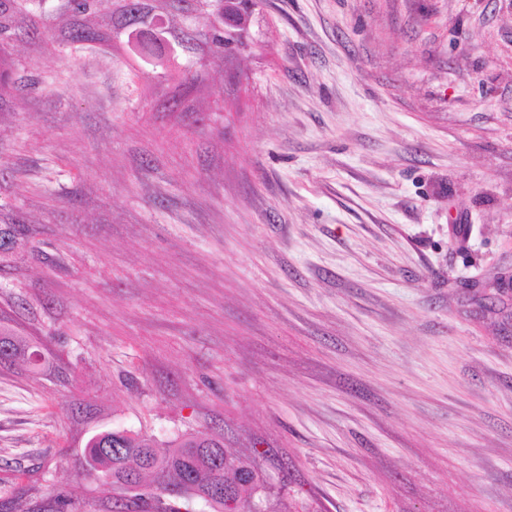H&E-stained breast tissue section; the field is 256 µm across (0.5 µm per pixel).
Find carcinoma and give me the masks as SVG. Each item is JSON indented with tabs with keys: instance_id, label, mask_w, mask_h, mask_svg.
I'll return each instance as SVG.
<instances>
[{
	"instance_id": "carcinoma-1",
	"label": "carcinoma",
	"mask_w": 512,
	"mask_h": 512,
	"mask_svg": "<svg viewBox=\"0 0 512 512\" xmlns=\"http://www.w3.org/2000/svg\"><path fill=\"white\" fill-rule=\"evenodd\" d=\"M265 0H245L239 29L250 26L263 9ZM160 11L178 20L168 24L164 36L177 48V55L164 76L189 81L201 61L224 60L229 44L249 47L242 38L224 31L217 0H117L101 9L100 0H0V107L18 101L14 74L18 60L15 43L34 39L45 44L62 39L70 44H102L121 37L139 21ZM28 244L24 226L8 204L0 203V265ZM0 345L9 348L4 362L22 360L29 370H41L43 353L15 331L0 326ZM86 477L121 492L128 477L140 486L120 512H181L198 499L211 512H225L224 499L211 496L219 484L230 492L235 507L230 512H256L257 501L268 496L263 470L257 457L227 448L221 439L202 432L184 433L160 451L155 439L139 432L113 430L92 436L87 444ZM43 512H84L72 486L51 492Z\"/></svg>"
}]
</instances>
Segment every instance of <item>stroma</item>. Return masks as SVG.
<instances>
[{
	"label": "stroma",
	"instance_id": "stroma-1",
	"mask_svg": "<svg viewBox=\"0 0 512 512\" xmlns=\"http://www.w3.org/2000/svg\"><path fill=\"white\" fill-rule=\"evenodd\" d=\"M235 74L22 47L0 199L11 512L112 430L256 448L294 512H512V0H266ZM7 238L10 247L3 248V241ZM28 244L23 224L14 217L8 203L2 204L0 200V265L9 264L13 254ZM0 345L7 346L10 353L4 357L1 364L12 363L16 360H23L29 366V370L37 372L41 370L43 353L34 347L27 339L18 335L15 331L0 326Z\"/></svg>",
	"mask_w": 512,
	"mask_h": 512
}]
</instances>
